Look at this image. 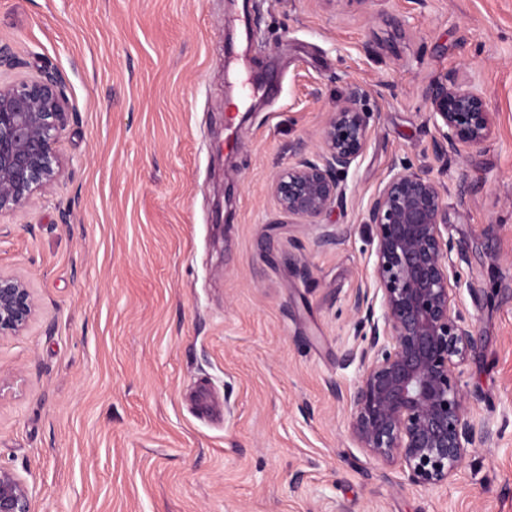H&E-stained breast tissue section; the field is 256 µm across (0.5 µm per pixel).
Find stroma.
Returning <instances> with one entry per match:
<instances>
[{
  "instance_id": "stroma-1",
  "label": "stroma",
  "mask_w": 512,
  "mask_h": 512,
  "mask_svg": "<svg viewBox=\"0 0 512 512\" xmlns=\"http://www.w3.org/2000/svg\"><path fill=\"white\" fill-rule=\"evenodd\" d=\"M0 47V82L54 68L73 112L60 179L0 217L40 304L0 339V466L31 512H512V0H0ZM451 71L493 133L443 158L425 90ZM353 85L346 200L287 218L268 185ZM396 159L449 190L491 431L433 488L349 429L360 215Z\"/></svg>"
}]
</instances>
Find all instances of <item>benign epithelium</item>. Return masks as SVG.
Instances as JSON below:
<instances>
[{
  "label": "benign epithelium",
  "instance_id": "benign-epithelium-1",
  "mask_svg": "<svg viewBox=\"0 0 512 512\" xmlns=\"http://www.w3.org/2000/svg\"><path fill=\"white\" fill-rule=\"evenodd\" d=\"M366 92L352 88L330 113L318 152L295 154L271 183L280 211L320 224L343 205L347 174L362 156L370 127ZM436 150L460 154L492 135L485 97L449 72L429 85ZM69 107L59 73L0 85V216L23 208L59 179L57 146ZM448 190L403 162L391 164L368 201L362 223L373 234L375 288L354 298L365 346L349 353L361 374L350 397V430L357 447L399 463L423 487L448 481L469 448L488 433L471 419L462 386L464 365L478 348L473 321L458 308L461 271L446 238ZM38 299L17 274L0 272V338L20 336L34 320ZM381 314H376V311ZM33 487L0 466V512H31Z\"/></svg>",
  "mask_w": 512,
  "mask_h": 512
}]
</instances>
